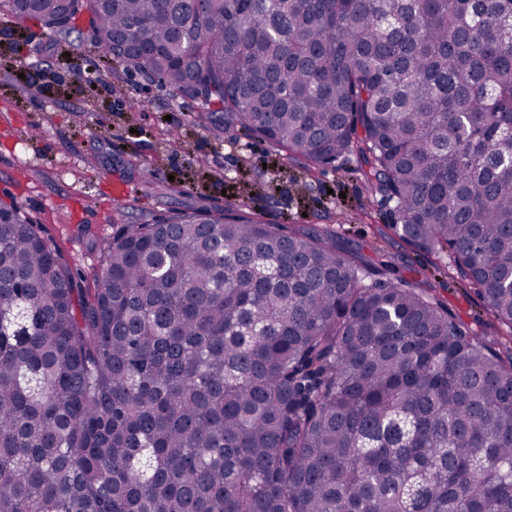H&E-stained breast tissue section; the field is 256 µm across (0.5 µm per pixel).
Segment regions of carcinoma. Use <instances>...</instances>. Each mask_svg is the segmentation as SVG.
<instances>
[{"label":"carcinoma","mask_w":512,"mask_h":512,"mask_svg":"<svg viewBox=\"0 0 512 512\" xmlns=\"http://www.w3.org/2000/svg\"><path fill=\"white\" fill-rule=\"evenodd\" d=\"M310 172L478 290L489 339L336 231L122 224L97 288L0 201V512H512V0H0Z\"/></svg>","instance_id":"obj_1"}]
</instances>
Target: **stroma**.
<instances>
[{
	"mask_svg": "<svg viewBox=\"0 0 512 512\" xmlns=\"http://www.w3.org/2000/svg\"><path fill=\"white\" fill-rule=\"evenodd\" d=\"M81 24L68 39L0 14V200H14L94 287L117 226L174 207L259 211L270 224H336L348 245L424 282L462 326L490 336L474 287L386 229L387 207L339 160L307 178L265 142L214 136L193 101L135 71L111 76Z\"/></svg>",
	"mask_w": 512,
	"mask_h": 512,
	"instance_id": "stroma-1",
	"label": "stroma"
}]
</instances>
